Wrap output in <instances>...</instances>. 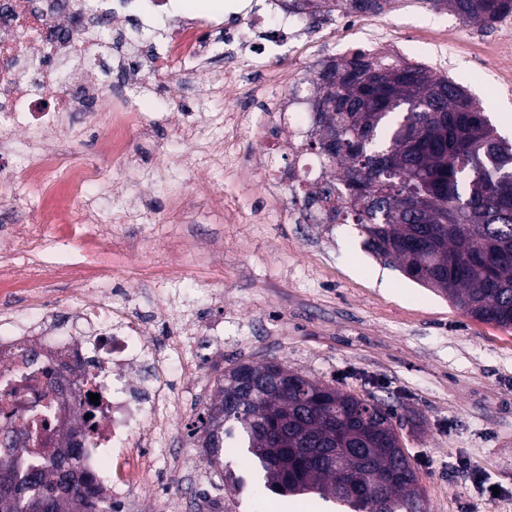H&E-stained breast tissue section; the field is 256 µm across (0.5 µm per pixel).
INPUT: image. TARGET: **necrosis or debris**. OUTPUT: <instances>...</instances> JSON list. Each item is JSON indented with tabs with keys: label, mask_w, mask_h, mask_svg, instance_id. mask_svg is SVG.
Listing matches in <instances>:
<instances>
[{
	"label": "necrosis or debris",
	"mask_w": 512,
	"mask_h": 512,
	"mask_svg": "<svg viewBox=\"0 0 512 512\" xmlns=\"http://www.w3.org/2000/svg\"><path fill=\"white\" fill-rule=\"evenodd\" d=\"M178 13V0H95L91 11L86 10L85 0H0V134L20 132L32 141L71 134L75 131L71 115L78 112L83 126L97 130L108 155L124 157L131 130L144 125L141 113L122 104L99 114L91 107L102 94L99 84L70 88L64 69L95 60L105 30L125 16L165 34L147 60L137 36L125 33L130 48L122 61L126 81L149 80L169 87L171 64L206 60L212 49L210 38L220 30L229 62L221 93L229 99L253 95L254 85L244 82L233 63L279 47V38L265 29L263 16L255 14L248 0H226L220 16L181 21ZM249 120L241 112L226 113L222 138L198 139V152L214 164L225 163L239 127ZM9 174L13 182L37 191L39 207L36 223L19 224L13 230L23 250L0 249V287L9 288L18 262H25L34 286L28 306L39 315L30 320L20 312H0V429L17 432L23 447L21 465L35 464L27 445L39 414L50 412L51 452L81 443L86 466L97 479L102 455H122L141 436L156 434L170 420L168 364L180 355L182 346L174 341L165 352L150 350L140 325L125 315L124 296L101 290L116 274L98 261L101 237L90 229L89 216L80 207L99 180L95 170L71 159L32 153ZM48 227L55 242L73 247V259L53 263L38 258ZM56 276L75 285L74 302L63 319L41 304L42 290ZM23 345L39 349L32 364H24L18 355ZM90 390L98 394L99 403L89 427L82 421L78 397Z\"/></svg>",
	"instance_id": "obj_1"
}]
</instances>
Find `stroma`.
<instances>
[{
    "label": "stroma",
    "mask_w": 512,
    "mask_h": 512,
    "mask_svg": "<svg viewBox=\"0 0 512 512\" xmlns=\"http://www.w3.org/2000/svg\"><path fill=\"white\" fill-rule=\"evenodd\" d=\"M494 28L464 24L429 0H392L353 31L377 33L375 50L394 61L423 63L467 86L498 133L512 139V40ZM299 54L246 59L265 80L261 101L197 99L218 80L212 67L190 75L172 68V89L149 85L129 97L148 122L134 131L130 155L103 157L95 134L67 144V154L101 168L87 202L99 215L102 261L119 266L130 296H142L136 315L155 346L180 336L185 347L171 366L172 399L180 415L165 431L164 453L147 449L153 480L130 490L132 512H345L313 494H255L256 467L245 451H225L224 482L189 427L209 404L225 370L272 359L292 371L391 406L413 459L427 512H512V328L467 316L445 297L384 265L362 245L352 224L300 223L292 204L270 187L291 165L288 121L273 117L287 92L286 76L300 65L312 72L336 56V20L308 28ZM200 119L240 108L251 122L240 133L227 177L208 161L180 159L189 146L177 134L187 103ZM18 202L0 207V246L15 224L32 222L37 197L9 185ZM139 201L136 223L115 212ZM481 471L499 486L491 498L472 478Z\"/></svg>",
    "instance_id": "35a3bbf8"
}]
</instances>
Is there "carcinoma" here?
I'll use <instances>...</instances> for the list:
<instances>
[{
  "label": "carcinoma",
  "mask_w": 512,
  "mask_h": 512,
  "mask_svg": "<svg viewBox=\"0 0 512 512\" xmlns=\"http://www.w3.org/2000/svg\"><path fill=\"white\" fill-rule=\"evenodd\" d=\"M328 17L380 11L389 0H289ZM467 24L491 28L512 14V0H429ZM336 71V90L323 81ZM464 86L423 64L415 71L358 50L321 64L303 103L319 128L336 130L334 167L318 184L303 182L293 198L332 205L343 223L366 236L370 253L424 288L448 297L471 318L512 327V156L487 154L498 136L473 117ZM285 389L229 393L222 382L191 434L219 467L226 448H245L276 489L291 455L317 460L290 492H312L353 512H426L416 472L402 447L397 417L384 403L344 392L295 372H279ZM69 448L20 474L0 458L8 489L0 512H30L40 493L53 512H120L112 497L81 473Z\"/></svg>",
  "instance_id": "carcinoma-1"
}]
</instances>
